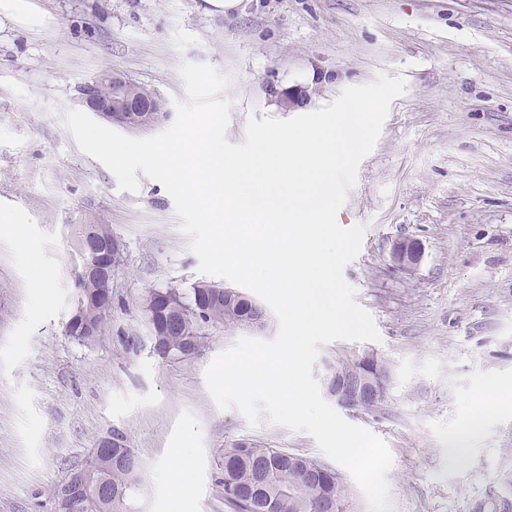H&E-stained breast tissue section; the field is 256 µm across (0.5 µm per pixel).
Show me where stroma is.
<instances>
[{"mask_svg": "<svg viewBox=\"0 0 512 512\" xmlns=\"http://www.w3.org/2000/svg\"><path fill=\"white\" fill-rule=\"evenodd\" d=\"M39 4L47 27L0 31V209L21 219L0 232V512H57L51 487L114 431L144 462L134 512H172L161 473L175 448L188 449L182 512H231L220 481L238 440L324 458L307 433L264 418L253 427L215 404L205 370L244 330L217 329L181 362L124 344L144 332L146 291L203 276L165 188L143 176L138 192L120 191L63 114L106 69L184 99L186 61L228 77L234 144L249 118L312 112L380 74L405 81L339 210L341 226L365 228L344 277L381 339L332 342L320 356L367 349L390 365L382 408L343 414L391 449L390 512H474L503 495L512 413L486 420L460 451L448 438L476 394L512 374V0H239L225 14L204 0ZM291 94L300 101L284 108ZM77 224L109 225L125 252L91 346L65 334ZM403 240L419 244L417 265L393 259ZM38 275L49 303L31 286Z\"/></svg>", "mask_w": 512, "mask_h": 512, "instance_id": "1", "label": "stroma"}]
</instances>
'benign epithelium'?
<instances>
[{
	"label": "benign epithelium",
	"instance_id": "benign-epithelium-1",
	"mask_svg": "<svg viewBox=\"0 0 512 512\" xmlns=\"http://www.w3.org/2000/svg\"><path fill=\"white\" fill-rule=\"evenodd\" d=\"M105 82L114 87L116 96H104L99 93V84ZM79 101L82 106L100 117L125 126L129 129L155 125L169 115L166 101L162 98H140L131 88L128 78L105 70L80 86ZM420 255L419 245L415 242L397 243L395 256L401 262L414 264ZM392 376L385 373L381 383H355L336 387L334 402L337 406L354 411L360 407L377 408L381 405L385 385L391 383Z\"/></svg>",
	"mask_w": 512,
	"mask_h": 512
}]
</instances>
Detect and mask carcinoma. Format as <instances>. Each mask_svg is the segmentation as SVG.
<instances>
[{"label":"carcinoma","instance_id":"obj_1","mask_svg":"<svg viewBox=\"0 0 512 512\" xmlns=\"http://www.w3.org/2000/svg\"><path fill=\"white\" fill-rule=\"evenodd\" d=\"M72 237L81 271L65 333L91 345L108 318L105 293L124 256L110 266L100 264L92 244L114 238L104 224H78ZM140 306L152 329L150 351L166 362L191 358L214 330L244 329L265 313L244 293L205 283L187 289H150ZM387 368V361L373 352L334 361L335 374L345 378L373 380L376 371ZM140 480L138 452L114 432L100 439L86 464L66 472L52 496L60 512H132L128 500ZM221 485L224 501L234 512H347L346 488L339 474L315 460L257 441L241 440L224 449Z\"/></svg>","mask_w":512,"mask_h":512}]
</instances>
